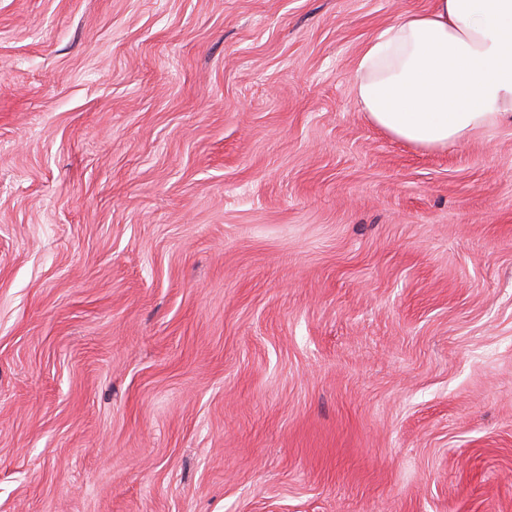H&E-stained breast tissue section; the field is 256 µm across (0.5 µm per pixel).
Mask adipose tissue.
<instances>
[{
  "label": "adipose tissue",
  "instance_id": "1",
  "mask_svg": "<svg viewBox=\"0 0 512 512\" xmlns=\"http://www.w3.org/2000/svg\"><path fill=\"white\" fill-rule=\"evenodd\" d=\"M356 97L378 128L429 149L512 121V0H434L383 27L357 58Z\"/></svg>",
  "mask_w": 512,
  "mask_h": 512
}]
</instances>
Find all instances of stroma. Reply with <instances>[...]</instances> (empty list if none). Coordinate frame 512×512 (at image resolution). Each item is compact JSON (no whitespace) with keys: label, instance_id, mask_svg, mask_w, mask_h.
I'll return each instance as SVG.
<instances>
[{"label":"stroma","instance_id":"obj_1","mask_svg":"<svg viewBox=\"0 0 512 512\" xmlns=\"http://www.w3.org/2000/svg\"><path fill=\"white\" fill-rule=\"evenodd\" d=\"M432 0H0V512H512V125L357 57Z\"/></svg>","mask_w":512,"mask_h":512}]
</instances>
